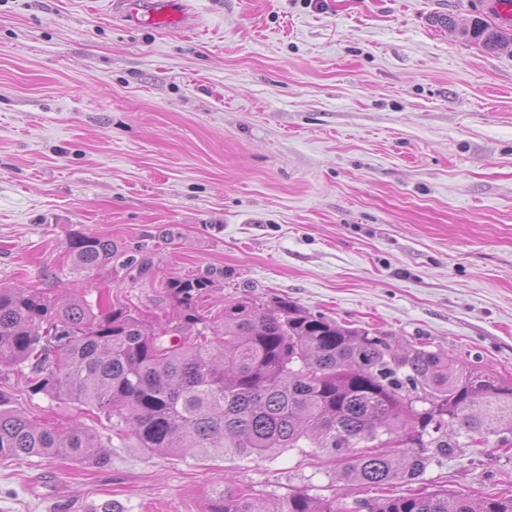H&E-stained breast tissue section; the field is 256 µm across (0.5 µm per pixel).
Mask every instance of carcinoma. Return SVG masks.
<instances>
[{"label":"carcinoma","mask_w":512,"mask_h":512,"mask_svg":"<svg viewBox=\"0 0 512 512\" xmlns=\"http://www.w3.org/2000/svg\"><path fill=\"white\" fill-rule=\"evenodd\" d=\"M487 51L512 34L481 17L438 20ZM77 271L112 265V240L78 233ZM214 274L174 279L166 296L174 327L119 306L94 312L37 288L0 287V367L35 394L118 416L139 448L171 456L263 458L320 448L341 462L340 480L384 488L419 479L432 460L466 440L512 434V383L448 352L403 348L285 299L247 300L216 319L203 303ZM28 372H23V369ZM398 436L401 447L382 441ZM64 456L105 464L106 445L83 425L62 431L8 406L0 392V458ZM206 512H512V493L478 503L439 489L321 508L305 491L269 502L247 485L219 484Z\"/></svg>","instance_id":"1"}]
</instances>
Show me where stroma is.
Here are the masks:
<instances>
[{"label":"stroma","instance_id":"obj_1","mask_svg":"<svg viewBox=\"0 0 512 512\" xmlns=\"http://www.w3.org/2000/svg\"><path fill=\"white\" fill-rule=\"evenodd\" d=\"M112 2L0 0V285L166 319L167 280L218 268L211 316L285 298L512 382V47L436 22L500 23L489 0H187L189 23L155 32ZM89 232L117 246L111 268L74 269ZM0 392L110 455L1 461L0 512H206L221 482L372 495L313 448L153 455L15 371ZM419 484L499 495L512 447L470 444Z\"/></svg>","mask_w":512,"mask_h":512}]
</instances>
